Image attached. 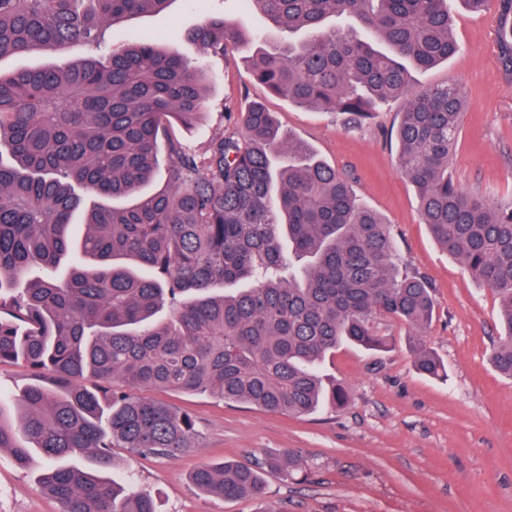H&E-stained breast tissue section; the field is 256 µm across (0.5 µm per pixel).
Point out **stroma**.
<instances>
[{
	"mask_svg": "<svg viewBox=\"0 0 512 512\" xmlns=\"http://www.w3.org/2000/svg\"><path fill=\"white\" fill-rule=\"evenodd\" d=\"M460 53L414 85L462 84L469 106L450 160L467 191L512 200V69L496 43L494 13H473L449 0ZM211 13L255 32L267 22L245 0H176L168 10L107 31L116 42L147 30L168 49L214 76L205 110L182 140L202 151L217 135L240 128L247 103L262 102L281 127L310 145L327 164L348 171L355 191L391 226L401 271L424 275L434 289L430 326L416 332L393 322L389 350L369 354L344 345L325 374L345 383L348 406L294 418L270 414L210 395L148 391L147 396L189 410L200 434L198 451L176 457H140L114 449L117 474L149 493L159 512H512V379L499 375L489 355L500 326L493 292L444 253L422 224L415 187L397 169L395 129L406 103L383 106L362 126L344 115L293 105L270 94L249 73L246 53L207 56L184 32ZM423 344L444 362L447 375L431 378L414 366ZM292 451L307 476L266 477L265 500L227 501L190 482L203 463H250ZM39 466L20 469L0 456V512H60L38 485Z\"/></svg>",
	"mask_w": 512,
	"mask_h": 512,
	"instance_id": "obj_1",
	"label": "stroma"
}]
</instances>
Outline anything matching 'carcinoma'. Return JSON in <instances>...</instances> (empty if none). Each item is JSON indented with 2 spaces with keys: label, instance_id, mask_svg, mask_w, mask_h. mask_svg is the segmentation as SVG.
<instances>
[{
  "label": "carcinoma",
  "instance_id": "obj_1",
  "mask_svg": "<svg viewBox=\"0 0 512 512\" xmlns=\"http://www.w3.org/2000/svg\"><path fill=\"white\" fill-rule=\"evenodd\" d=\"M175 0H0V362L32 382L0 398V452L46 463L42 490L61 512H157L106 477L112 449L169 456L200 449L193 415L142 389L207 393L270 413L312 415L348 402L321 368L348 343L390 344L385 321L419 332L433 288L398 272L390 225L351 177L284 134L263 104L241 133L188 149L175 128L202 113L207 77L160 36L117 44L107 30ZM274 35L212 16L187 39L226 56L254 46L251 73L298 105L358 126L407 100L397 167L417 189L443 251L495 295L503 334L491 362L512 378V203L462 190L449 172L464 117L458 85L415 87L459 51L448 0H246ZM512 18V0H460ZM76 46L89 51L66 54ZM512 67V24L499 34ZM165 180L152 188L159 170ZM416 369L444 373L419 344ZM291 452L206 463L199 491L259 500L264 475L292 477Z\"/></svg>",
  "mask_w": 512,
  "mask_h": 512
}]
</instances>
